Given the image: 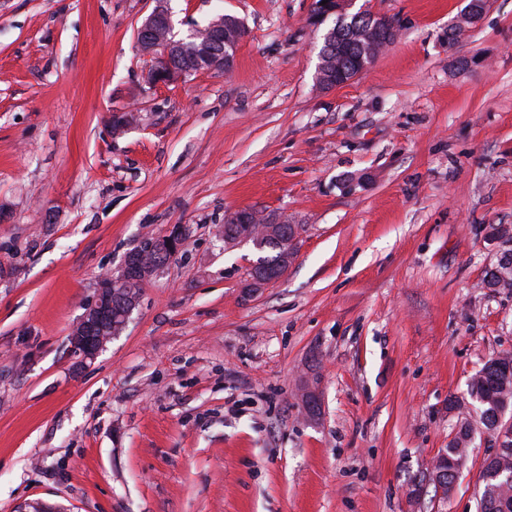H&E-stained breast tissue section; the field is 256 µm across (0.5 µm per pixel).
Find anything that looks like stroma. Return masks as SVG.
<instances>
[{
  "label": "stroma",
  "mask_w": 512,
  "mask_h": 512,
  "mask_svg": "<svg viewBox=\"0 0 512 512\" xmlns=\"http://www.w3.org/2000/svg\"><path fill=\"white\" fill-rule=\"evenodd\" d=\"M355 0L398 39L316 86L315 0H171L247 33L230 72L147 80L153 0H0V512H477L476 427L448 495L428 466L512 352V0ZM135 112L122 135L108 114ZM298 225L285 276L224 218ZM182 250L94 360L70 332L148 234ZM318 394L308 413L301 385ZM260 214L255 210H249L244 209L237 211L233 215L229 217L230 224L228 220H225V224L221 227L222 234L224 235V246L225 248H231L235 247L239 244L241 240H244L246 238H249L251 236H254V234H249L251 230L256 228L257 230H260L264 227L265 224H279L283 225L282 222H269V221H263V224H255L257 222V217ZM238 224H244L247 225V231L241 233V234H233V235H225L226 232L229 231H236L239 227ZM290 225L291 231L287 230L285 235V240L288 245V258L286 259V262L279 268L277 275L273 276L272 278H267L262 271L256 270V268L253 267L250 270V275H248V279L246 280L244 288H249V291H255L258 288H262L263 286L267 285L269 282L280 278L288 271V268L295 258L293 253H295L297 249V239L299 234L296 225Z\"/></svg>",
  "instance_id": "obj_1"
}]
</instances>
